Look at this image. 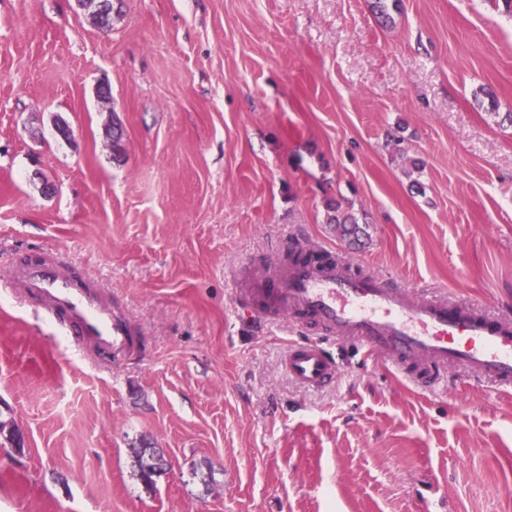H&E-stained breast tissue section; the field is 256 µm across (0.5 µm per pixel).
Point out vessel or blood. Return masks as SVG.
I'll list each match as a JSON object with an SVG mask.
<instances>
[{
  "label": "vessel or blood",
  "mask_w": 512,
  "mask_h": 512,
  "mask_svg": "<svg viewBox=\"0 0 512 512\" xmlns=\"http://www.w3.org/2000/svg\"><path fill=\"white\" fill-rule=\"evenodd\" d=\"M273 275L272 285L244 294L268 318L287 315L300 336L285 359L291 378L308 388L336 383L335 353L312 338L353 342L425 388L439 386L448 368L512 389V319L481 305L452 304L445 295L418 296L392 276L354 273L326 248ZM13 279L37 302L43 318L93 356L123 360L141 349L128 315L112 306L94 278L50 263L15 266Z\"/></svg>",
  "instance_id": "obj_1"
}]
</instances>
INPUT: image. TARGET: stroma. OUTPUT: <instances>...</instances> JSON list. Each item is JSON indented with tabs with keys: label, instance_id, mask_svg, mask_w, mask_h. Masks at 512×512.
I'll list each match as a JSON object with an SVG mask.
<instances>
[{
	"label": "stroma",
	"instance_id": "stroma-1",
	"mask_svg": "<svg viewBox=\"0 0 512 512\" xmlns=\"http://www.w3.org/2000/svg\"><path fill=\"white\" fill-rule=\"evenodd\" d=\"M113 6L100 29L74 0H0V424L25 438L0 447V512H512V391L461 368L419 389L381 362L309 391L283 369L290 319L239 317L310 244L512 316V18ZM338 202L364 247L328 224ZM44 259L99 279L139 357L54 334L10 283ZM144 446L166 460L150 488Z\"/></svg>",
	"mask_w": 512,
	"mask_h": 512
}]
</instances>
